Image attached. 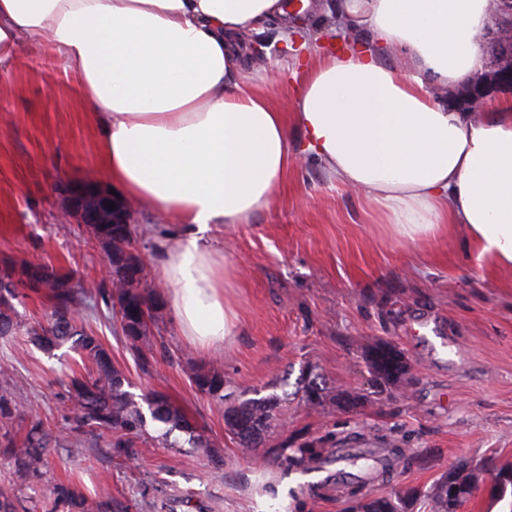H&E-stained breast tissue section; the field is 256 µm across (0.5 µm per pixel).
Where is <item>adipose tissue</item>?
Returning <instances> with one entry per match:
<instances>
[{"label": "adipose tissue", "mask_w": 512, "mask_h": 512, "mask_svg": "<svg viewBox=\"0 0 512 512\" xmlns=\"http://www.w3.org/2000/svg\"><path fill=\"white\" fill-rule=\"evenodd\" d=\"M369 39L319 58L293 112L243 89L240 43L288 0H0V67L49 44L96 125L98 173L179 224L153 263L180 331L209 349L236 336L214 229L268 209L297 161L288 126L326 174L373 202L407 243L455 230L477 260L512 268V98L453 112L433 87L482 65L491 0H340Z\"/></svg>", "instance_id": "ef3b65f1"}]
</instances>
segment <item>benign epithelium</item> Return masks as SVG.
Segmentation results:
<instances>
[{
  "instance_id": "benign-epithelium-1",
  "label": "benign epithelium",
  "mask_w": 512,
  "mask_h": 512,
  "mask_svg": "<svg viewBox=\"0 0 512 512\" xmlns=\"http://www.w3.org/2000/svg\"><path fill=\"white\" fill-rule=\"evenodd\" d=\"M493 24L485 31L484 40L490 45V54L484 63V78L467 81L460 94L448 101V106L459 112H473L485 100L502 89L512 90V0H496ZM67 196V206L61 211L60 221L72 220L78 224H128L131 210L110 193L98 188L92 180L76 188L61 186ZM115 203L110 211L105 202Z\"/></svg>"
}]
</instances>
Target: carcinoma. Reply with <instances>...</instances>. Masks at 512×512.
Returning <instances> with one entry per match:
<instances>
[{
	"instance_id": "1",
	"label": "carcinoma",
	"mask_w": 512,
	"mask_h": 512,
	"mask_svg": "<svg viewBox=\"0 0 512 512\" xmlns=\"http://www.w3.org/2000/svg\"><path fill=\"white\" fill-rule=\"evenodd\" d=\"M86 229L94 239L107 246L112 279L116 281L111 288L103 284H96L94 288L103 302L115 308L121 332L146 371L154 359L151 344L154 302L143 285V264L129 251L131 225L88 224ZM16 277L26 278L29 290L35 294L42 291V286H49L52 310L46 322L17 320L14 305L19 299L14 283ZM87 284V280L58 273L52 266L18 263L11 259L0 261V337L22 332L47 349L71 339L74 348L94 365L93 369L72 376L67 384V406L77 405L80 409L78 415H68L71 445L82 447L91 438L105 437L108 448L131 460L145 455L147 444L176 445L177 440L172 434L178 431L188 435L191 447L202 449L213 468H220L224 465V450L217 443L195 430L164 395L149 391L141 400H135L124 389L123 371L112 364V358L99 338L78 328V323L83 321V312L88 308ZM384 347L386 344L383 343L362 348L368 371L374 378L376 394L382 399L405 386L412 370L411 362L401 351L394 367L375 362L373 355ZM190 380L199 394L225 404L226 429L246 449L264 446L270 430L284 415L281 399L275 394L257 398L246 392H224V370L220 367L194 369ZM293 396L314 412L329 405L361 410L375 403L366 393L329 386L321 376L311 372L301 374ZM144 404L149 411L147 415L143 412ZM17 411L13 389L7 384L0 387V454L8 459L18 477L24 480L39 478L43 475L45 456L51 446L50 434L35 415L29 420L24 435L16 436L12 432V423ZM148 416L164 425L156 436H144ZM333 444L330 437L320 441L301 439L292 446L271 448L269 453L288 470L302 473L309 472L316 464H330L335 460L352 468L369 467L372 460L369 450L352 448L335 458ZM384 452V457L376 464L378 475L386 480L407 455L408 449L390 441ZM343 485L354 512H409V507L416 502L423 504L425 512H464L467 503L483 488L488 489L498 502L512 496V465L498 464L492 459L475 465L463 461L428 488L397 487L377 497L365 493L361 481L354 477H345ZM40 492L43 505L52 508L53 512H125L122 502L110 496L90 500L71 482H50Z\"/></svg>"
}]
</instances>
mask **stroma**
I'll return each instance as SVG.
<instances>
[{"label": "stroma", "mask_w": 512, "mask_h": 512, "mask_svg": "<svg viewBox=\"0 0 512 512\" xmlns=\"http://www.w3.org/2000/svg\"><path fill=\"white\" fill-rule=\"evenodd\" d=\"M333 3L307 0L250 33L240 64L244 88L292 112L309 65L328 52L338 29ZM287 20L304 27L297 42L281 38ZM96 170L93 114L77 78L46 49L24 48L0 70V260L107 280L103 246L78 224L58 220L66 200L57 184H80ZM131 222V250L159 302L154 334L162 346L151 370L143 371L100 298L89 301V326L124 371L127 391L170 398L223 446L224 468L213 469L184 440L133 463L108 454L101 440L71 447L62 403L84 361L68 342L48 351L25 335L0 338V368L17 385L16 424L38 414L52 438L44 479L74 482L92 498L112 496L127 512H345L343 499L317 493L310 476L284 474L268 447L243 451L226 434L223 405L198 394L188 373L218 361L227 390L282 395L311 369L330 386L371 392L361 348L374 341L398 345L411 360L405 388L363 411L315 413L289 401L268 446L330 431L394 437L410 455L390 481L377 482L376 495L430 486L463 458L512 461V271L486 268L460 234L427 244L394 239L367 199L305 155L268 210L219 232L240 331L222 350L204 351L181 335L150 260L153 234H175V224L139 210Z\"/></svg>", "instance_id": "stroma-1"}]
</instances>
